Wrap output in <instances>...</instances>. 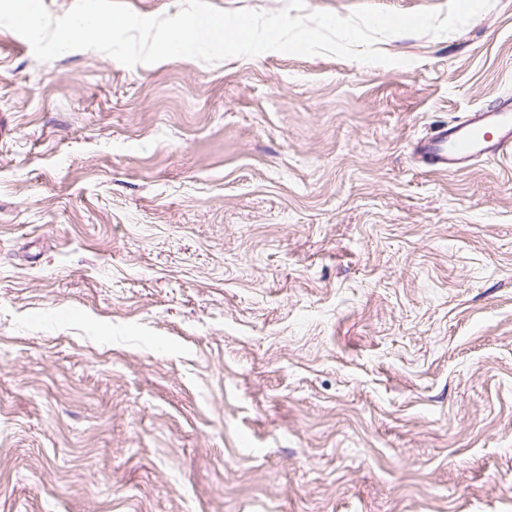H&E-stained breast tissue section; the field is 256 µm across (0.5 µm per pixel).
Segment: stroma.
I'll list each match as a JSON object with an SVG mask.
<instances>
[{
    "mask_svg": "<svg viewBox=\"0 0 512 512\" xmlns=\"http://www.w3.org/2000/svg\"><path fill=\"white\" fill-rule=\"evenodd\" d=\"M445 11L448 0H305ZM391 65L38 61L0 27V512H512V0ZM512 150V95L504 94L493 107L470 112L462 121L438 126L411 143L418 164L448 175L466 170L476 160L491 159Z\"/></svg>",
    "mask_w": 512,
    "mask_h": 512,
    "instance_id": "obj_1",
    "label": "stroma"
}]
</instances>
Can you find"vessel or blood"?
<instances>
[{"label": "vessel or blood", "mask_w": 512, "mask_h": 512, "mask_svg": "<svg viewBox=\"0 0 512 512\" xmlns=\"http://www.w3.org/2000/svg\"><path fill=\"white\" fill-rule=\"evenodd\" d=\"M512 150V95L463 120L438 126L414 140L411 154L423 168L454 174L481 158L491 159Z\"/></svg>", "instance_id": "obj_1"}]
</instances>
